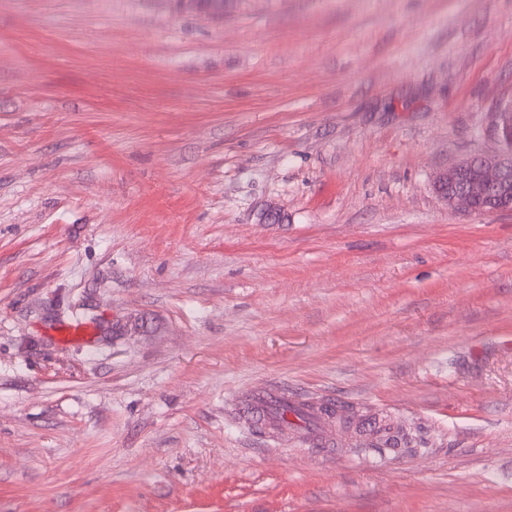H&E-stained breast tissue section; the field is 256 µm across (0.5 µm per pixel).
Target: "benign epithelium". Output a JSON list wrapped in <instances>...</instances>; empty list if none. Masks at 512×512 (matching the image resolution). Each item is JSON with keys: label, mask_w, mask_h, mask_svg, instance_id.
I'll return each instance as SVG.
<instances>
[{"label": "benign epithelium", "mask_w": 512, "mask_h": 512, "mask_svg": "<svg viewBox=\"0 0 512 512\" xmlns=\"http://www.w3.org/2000/svg\"><path fill=\"white\" fill-rule=\"evenodd\" d=\"M493 133L498 152L466 159L436 177V190L448 207L477 214L482 209L476 203L495 195L512 209V105L493 114Z\"/></svg>", "instance_id": "benign-epithelium-1"}]
</instances>
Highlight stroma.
Segmentation results:
<instances>
[{
	"mask_svg": "<svg viewBox=\"0 0 512 512\" xmlns=\"http://www.w3.org/2000/svg\"><path fill=\"white\" fill-rule=\"evenodd\" d=\"M510 103L512 0H0V512H512ZM493 133L500 143L498 152L466 159L436 177V190L451 209L471 214L512 209V105L494 112ZM474 166L477 171L472 174ZM492 195L510 201L509 206L490 210L476 206ZM271 397L278 398L286 410L281 420L268 416L267 403ZM322 407L325 406H308L289 396L285 390L271 388L250 390L238 401V409L246 417L260 425H267L272 434L284 437L286 441L289 433L296 435L309 448H330L337 443L332 425L334 416L324 413ZM288 413L290 416L301 417L308 426L291 423L293 426L288 430Z\"/></svg>",
	"mask_w": 512,
	"mask_h": 512,
	"instance_id": "1",
	"label": "stroma"
}]
</instances>
